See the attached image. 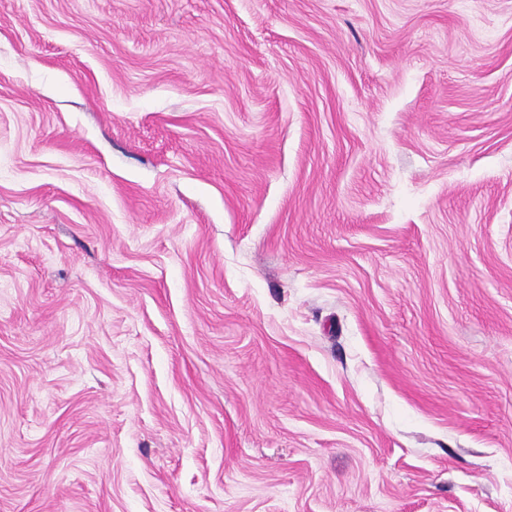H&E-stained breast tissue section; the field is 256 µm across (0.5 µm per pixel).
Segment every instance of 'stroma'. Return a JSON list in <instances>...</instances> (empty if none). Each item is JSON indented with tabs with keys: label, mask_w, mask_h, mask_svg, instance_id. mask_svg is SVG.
<instances>
[{
	"label": "stroma",
	"mask_w": 512,
	"mask_h": 512,
	"mask_svg": "<svg viewBox=\"0 0 512 512\" xmlns=\"http://www.w3.org/2000/svg\"><path fill=\"white\" fill-rule=\"evenodd\" d=\"M0 512H512V0H0Z\"/></svg>",
	"instance_id": "stroma-1"
}]
</instances>
